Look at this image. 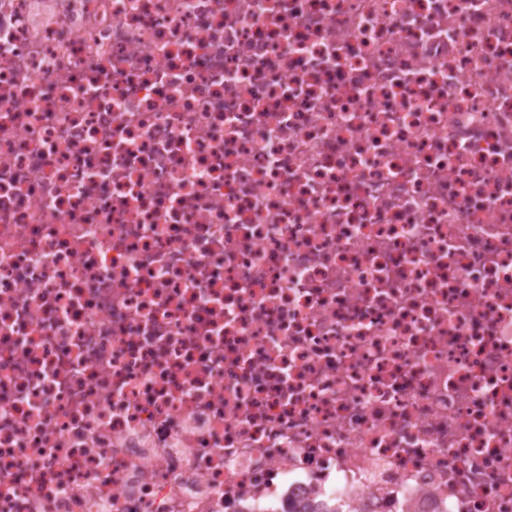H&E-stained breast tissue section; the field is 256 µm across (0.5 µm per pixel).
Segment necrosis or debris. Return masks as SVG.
Returning <instances> with one entry per match:
<instances>
[{"mask_svg":"<svg viewBox=\"0 0 512 512\" xmlns=\"http://www.w3.org/2000/svg\"><path fill=\"white\" fill-rule=\"evenodd\" d=\"M512 512V0H0V512Z\"/></svg>","mask_w":512,"mask_h":512,"instance_id":"1","label":"necrosis or debris"}]
</instances>
